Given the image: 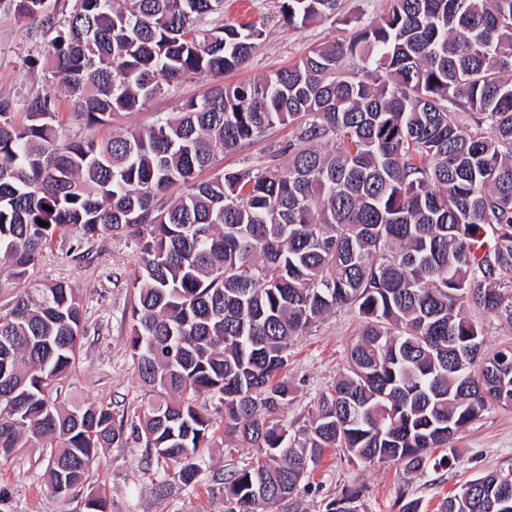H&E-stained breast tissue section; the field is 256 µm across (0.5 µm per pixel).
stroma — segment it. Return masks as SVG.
I'll list each match as a JSON object with an SVG mask.
<instances>
[{
	"mask_svg": "<svg viewBox=\"0 0 512 512\" xmlns=\"http://www.w3.org/2000/svg\"><path fill=\"white\" fill-rule=\"evenodd\" d=\"M224 20L254 22L264 31L250 59L227 74L230 82L258 80L344 35L329 21L288 28L280 17L278 0H224ZM48 43V36L17 20L13 0H0V98L20 105L38 94L55 95L62 128L71 138L100 140L127 128L149 126L156 117L179 112L186 100L202 98L215 84L209 75L187 78L142 110L123 114L111 126L89 130L70 120L68 89L45 68ZM290 137V127H275L236 151L220 154L215 166L227 172L259 168ZM83 249L86 259L75 261L65 247L53 243L31 282L35 288L51 281L66 282L83 302L86 335L61 399L69 406L91 400L108 403L131 419L146 394L127 342L135 300L127 281L136 270L138 250L133 242L108 233L84 243ZM359 326L356 311L341 309L296 337L288 364V378L296 389L287 412L289 421L303 422L314 398L335 381ZM255 454V449L228 448L216 441L205 452L195 484L185 486L165 478L161 466L146 459L144 449L104 448L87 486L59 499L46 487V451L34 443L0 461V512H84L92 486L105 491L113 512H224V475ZM431 458L423 471L409 473L397 464L361 463L350 460L341 449H328L299 486L293 505L281 512H325L330 499L352 491L359 495V512H398L405 496L420 499L423 512H436L449 493L477 476L494 472L512 479V407L488 406L448 448L434 449Z\"/></svg>",
	"mask_w": 512,
	"mask_h": 512,
	"instance_id": "stroma-1",
	"label": "stroma"
}]
</instances>
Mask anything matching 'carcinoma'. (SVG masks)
Here are the masks:
<instances>
[{"label": "carcinoma", "instance_id": "carcinoma-1", "mask_svg": "<svg viewBox=\"0 0 512 512\" xmlns=\"http://www.w3.org/2000/svg\"><path fill=\"white\" fill-rule=\"evenodd\" d=\"M15 2L20 22L55 31L46 68L87 129L184 78L238 68L263 35L201 27L224 0H75L62 19L45 0ZM336 10L280 0L292 29L331 19L351 34L108 139H62L49 93L24 101L21 122L0 98V294L12 292L0 309V459L39 443L54 497L112 447L143 448L195 483L219 432L206 394L229 447L257 449L224 478V512H275L330 448L421 470L485 407L512 406V345L488 348L464 313L512 324V0H390L371 21ZM286 124L291 139L262 167L198 178ZM103 233L139 250L128 347L151 397L132 422L110 404L60 401L83 305L64 282L24 289L54 241L74 254ZM341 307L362 319L343 372L290 424L288 350ZM504 497L512 508V479L486 473L438 512H504ZM357 499L326 512H359ZM85 509L112 504L92 490Z\"/></svg>", "mask_w": 512, "mask_h": 512}]
</instances>
